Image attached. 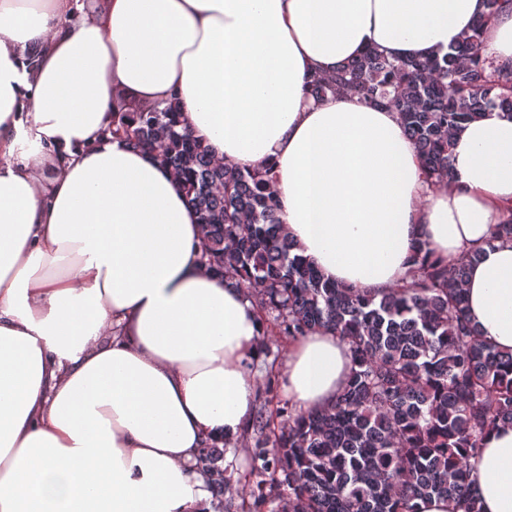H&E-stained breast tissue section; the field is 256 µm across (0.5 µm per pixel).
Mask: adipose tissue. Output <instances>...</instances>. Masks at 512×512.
<instances>
[{
    "instance_id": "adipose-tissue-1",
    "label": "adipose tissue",
    "mask_w": 512,
    "mask_h": 512,
    "mask_svg": "<svg viewBox=\"0 0 512 512\" xmlns=\"http://www.w3.org/2000/svg\"><path fill=\"white\" fill-rule=\"evenodd\" d=\"M486 0H0V512H203L202 448L241 438L263 350L254 303L201 260L179 180L112 137L116 97L177 99L219 161L271 166L283 230L336 283H403L417 241L468 269L467 318L512 352V114L460 130L427 182L396 112L314 79L374 48L447 50ZM352 368L319 329L282 387L326 407ZM512 512V427L472 473Z\"/></svg>"
}]
</instances>
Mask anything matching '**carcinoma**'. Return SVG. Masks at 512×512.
<instances>
[{
    "instance_id": "1",
    "label": "carcinoma",
    "mask_w": 512,
    "mask_h": 512,
    "mask_svg": "<svg viewBox=\"0 0 512 512\" xmlns=\"http://www.w3.org/2000/svg\"><path fill=\"white\" fill-rule=\"evenodd\" d=\"M488 13L448 51L399 60L369 51L311 84L321 99L350 93L396 112L427 180L451 177L462 126L512 113V63L484 49ZM111 134L157 157L181 181L202 234L201 259L251 298L267 331L292 339L330 330L348 346L351 376L327 407L276 406L271 382L252 418L255 477L245 512H420L432 496L477 512L469 479L485 436L512 425V352L483 340L466 317L469 262L416 244L407 280L381 293L324 280L283 233L270 172L217 162L181 128L176 103L117 98ZM224 452L198 465L215 495L231 481Z\"/></svg>"
}]
</instances>
